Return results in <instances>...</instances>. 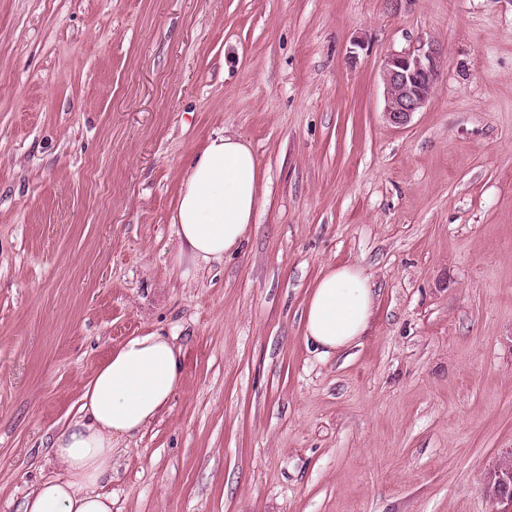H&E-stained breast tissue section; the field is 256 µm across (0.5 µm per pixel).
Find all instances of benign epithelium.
<instances>
[{
  "label": "benign epithelium",
  "mask_w": 512,
  "mask_h": 512,
  "mask_svg": "<svg viewBox=\"0 0 512 512\" xmlns=\"http://www.w3.org/2000/svg\"><path fill=\"white\" fill-rule=\"evenodd\" d=\"M445 60L444 49L435 42L386 54L381 64L384 116L395 126L407 125L430 101ZM500 465L486 487L492 498L512 507V454Z\"/></svg>",
  "instance_id": "benign-epithelium-1"
}]
</instances>
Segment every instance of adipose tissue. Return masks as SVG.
I'll return each mask as SVG.
<instances>
[{"instance_id": "adipose-tissue-1", "label": "adipose tissue", "mask_w": 512, "mask_h": 512, "mask_svg": "<svg viewBox=\"0 0 512 512\" xmlns=\"http://www.w3.org/2000/svg\"><path fill=\"white\" fill-rule=\"evenodd\" d=\"M260 173L253 150L221 133L193 157L180 183L171 222L173 260L193 268L236 253L254 222ZM377 296L353 264L324 268L307 298L303 336L323 359L367 334ZM184 355L165 329L126 338L96 369L73 421L53 438L47 458L58 467L24 503L23 512H112L99 487L112 471V450L167 408L184 377Z\"/></svg>"}]
</instances>
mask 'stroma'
Listing matches in <instances>:
<instances>
[{
    "mask_svg": "<svg viewBox=\"0 0 512 512\" xmlns=\"http://www.w3.org/2000/svg\"><path fill=\"white\" fill-rule=\"evenodd\" d=\"M445 66L402 128L381 60ZM254 150L236 254L183 277L171 211L215 133ZM330 263L377 294L318 359ZM186 357L112 452V512H502L512 452V0H0V512L112 349ZM353 264L324 268L311 288L303 314V336L321 359L346 351L367 334L377 296ZM508 459L509 463L501 465V463ZM486 492L493 499L500 502H506L512 507V454L508 453L500 462L497 471L495 472L494 479L486 487Z\"/></svg>",
    "mask_w": 512,
    "mask_h": 512,
    "instance_id": "35a3bbf8",
    "label": "stroma"
}]
</instances>
